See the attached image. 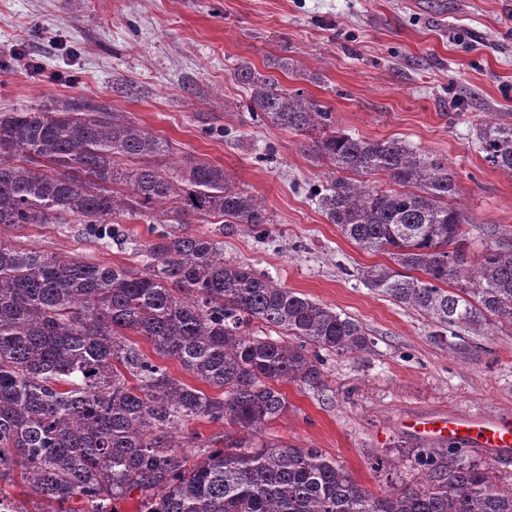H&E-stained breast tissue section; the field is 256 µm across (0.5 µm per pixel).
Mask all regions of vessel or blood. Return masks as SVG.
<instances>
[{"instance_id": "vessel-or-blood-1", "label": "vessel or blood", "mask_w": 512, "mask_h": 512, "mask_svg": "<svg viewBox=\"0 0 512 512\" xmlns=\"http://www.w3.org/2000/svg\"><path fill=\"white\" fill-rule=\"evenodd\" d=\"M411 429L436 443L454 442L491 456L512 453V418L482 420L451 413L412 421Z\"/></svg>"}]
</instances>
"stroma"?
I'll return each mask as SVG.
<instances>
[{
    "label": "stroma",
    "mask_w": 512,
    "mask_h": 512,
    "mask_svg": "<svg viewBox=\"0 0 512 512\" xmlns=\"http://www.w3.org/2000/svg\"><path fill=\"white\" fill-rule=\"evenodd\" d=\"M291 58L288 89L333 112L336 129L398 138L451 167L455 200L476 228L512 245V175L480 153L483 113L512 122V0H0V112L58 101L91 104L223 167L255 195L265 237L244 224L194 219L176 233L221 242L225 259L360 322L374 339L358 356H324L327 387L282 385L288 408L259 435L317 448L381 494L420 483L406 419L454 412L512 416V324L460 327L455 338L360 278L387 262L344 238L314 191L329 168L304 136L253 120L240 65L273 73ZM149 223L124 220L125 242L102 248L53 224L0 227V239L85 261L133 267ZM385 459L376 468V459Z\"/></svg>",
    "instance_id": "stroma-1"
}]
</instances>
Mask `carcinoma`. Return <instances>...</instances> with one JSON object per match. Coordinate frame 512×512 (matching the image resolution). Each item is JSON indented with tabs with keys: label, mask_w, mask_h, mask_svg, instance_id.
I'll return each instance as SVG.
<instances>
[{
	"label": "carcinoma",
	"mask_w": 512,
	"mask_h": 512,
	"mask_svg": "<svg viewBox=\"0 0 512 512\" xmlns=\"http://www.w3.org/2000/svg\"><path fill=\"white\" fill-rule=\"evenodd\" d=\"M240 83L265 125L305 136L331 166L315 193L340 233L391 264L365 268L367 284L448 329L512 323V247L470 256L471 222L449 204L459 193L448 163L397 139L336 131L333 113L300 89L247 64ZM484 160L512 176V123L484 115ZM93 106L62 103L0 113V226L80 224L105 247L117 220L174 204L176 222L222 216L258 230L269 223L254 195L224 168ZM384 175L388 189L366 176ZM140 266H111L0 239V482L19 478L37 512H88L140 492L144 512H512V484L458 448H419L421 484L370 492L317 448L286 442L182 451L196 420L250 435L287 407L284 383L326 386L321 352L363 354L371 339L349 316L224 259L207 236L160 232L141 245ZM418 275H413V272ZM253 322L280 335H252ZM176 361L215 397L172 375ZM290 341H285V338Z\"/></svg>",
	"instance_id": "1"
}]
</instances>
